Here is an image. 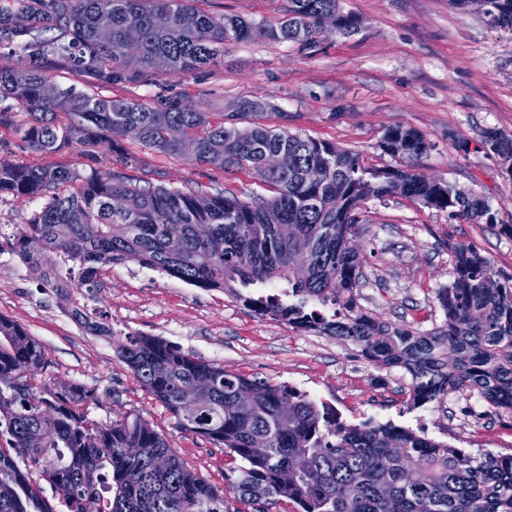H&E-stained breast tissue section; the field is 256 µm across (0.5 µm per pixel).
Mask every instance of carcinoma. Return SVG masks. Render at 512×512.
<instances>
[{
  "label": "carcinoma",
  "instance_id": "1",
  "mask_svg": "<svg viewBox=\"0 0 512 512\" xmlns=\"http://www.w3.org/2000/svg\"><path fill=\"white\" fill-rule=\"evenodd\" d=\"M489 2L488 24L512 31V0ZM205 3L0 0V44L25 60L0 66V98L27 115L20 122L1 108L0 126L14 127L31 149L57 153L76 137L92 154L104 141L130 138L180 154L170 134L177 129L196 143V162L253 171L271 192L244 200L222 191L137 186L119 172L81 176L62 166L0 162V193L44 200L17 237L21 261L56 296L75 288L92 300L102 268L132 257L198 288L276 282L274 292L238 298L293 328L349 341L380 367L404 368L415 404L468 390L512 412V278L502 277L489 257L453 248V280L437 297L444 322L427 332L381 321L357 303L363 256L353 232L365 200L398 195L450 219L496 221L483 197L416 172L412 160L428 148L420 131L386 130L381 150L404 165L372 167L330 142L254 122L239 126L266 109L260 99H244L212 121L170 98L151 106L73 86L44 95L49 56L108 88L128 70L183 74L216 66L232 42H293L307 51L326 34H355L360 24L340 0H288L285 15L272 22L209 12ZM131 27L141 32L135 53L124 48ZM481 146L512 165V138L489 131ZM278 152L288 155V169L267 167V156ZM311 168L321 173L314 183L305 179ZM72 317L99 335L111 333L85 308L73 309ZM117 357L181 430L243 461L227 493L257 512H273L283 501L300 512H512V454L469 453L392 423L347 425L304 392L227 372L156 336L130 337ZM46 362L44 346L0 316V512H86L88 501L97 512H226L224 493L139 416L93 424L83 405L96 400L94 390L33 386L27 372ZM191 391L195 408L182 404ZM254 437L268 440L266 456L252 455ZM126 448L139 449L138 457L125 456ZM160 455L169 458L164 471L152 467ZM34 471L52 486L69 485V496L49 503Z\"/></svg>",
  "mask_w": 512,
  "mask_h": 512
}]
</instances>
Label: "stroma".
<instances>
[{
  "mask_svg": "<svg viewBox=\"0 0 512 512\" xmlns=\"http://www.w3.org/2000/svg\"><path fill=\"white\" fill-rule=\"evenodd\" d=\"M287 0H208L207 9L257 21L283 16ZM361 21L349 37L329 34L311 52L291 42L241 41L227 45L218 66L180 75H128L113 97L148 104L171 98L210 114L232 112L244 98L269 107L261 124L335 144L364 164L398 165L379 141L402 125L420 130L430 148L415 163L428 179H443L486 198L495 224L449 219L403 197L370 200L359 210L354 242L365 256L358 304L372 316L421 331L439 326L438 289L452 280L450 246L463 244L512 276V175L481 147L485 131L512 138V31L491 28L473 9L452 0H342ZM467 152H460V145ZM94 157L79 143L45 155L0 126V162L52 164L91 172H120L134 182L181 190H225L246 199L263 193L251 171L226 172L126 140ZM39 200L0 194V316L35 336L47 364L29 371L37 387L79 383L94 390L91 422L109 423L135 411L166 437L177 453L217 488L234 462L223 449L182 432L166 407L144 390L119 361L129 337H161L225 370L305 392L331 406L342 421L393 422L455 448L512 454V413L457 392L412 405L410 375L380 367L350 342L247 309L228 290L189 285L133 258L105 267L98 307L113 329L100 338L62 317L55 295L30 275L14 251L17 235Z\"/></svg>",
  "mask_w": 512,
  "mask_h": 512,
  "instance_id": "obj_1",
  "label": "stroma"
}]
</instances>
